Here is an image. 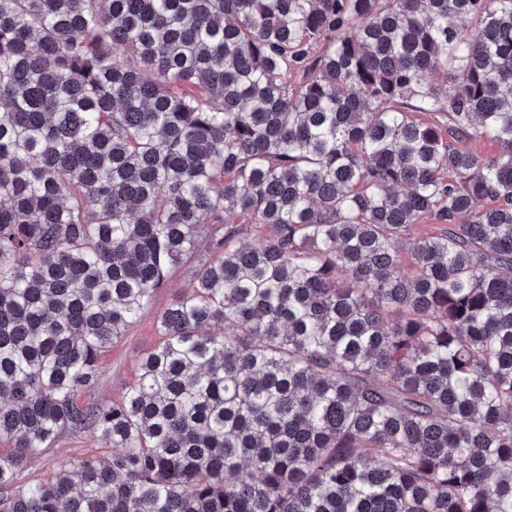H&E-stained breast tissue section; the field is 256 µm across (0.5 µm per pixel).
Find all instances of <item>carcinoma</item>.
Listing matches in <instances>:
<instances>
[{"mask_svg":"<svg viewBox=\"0 0 512 512\" xmlns=\"http://www.w3.org/2000/svg\"><path fill=\"white\" fill-rule=\"evenodd\" d=\"M3 439L0 512H512V0H0ZM195 264L196 260L191 259L171 270L168 280L157 290L141 319L103 357L101 380L97 388L85 397L86 400L112 402L122 398L135 379L142 356L159 342L156 330L159 316L172 303L192 291ZM104 440L89 431H65L52 448L35 451L22 472L25 481H37L48 476L69 459L83 457L95 452L106 451Z\"/></svg>","mask_w":512,"mask_h":512,"instance_id":"1","label":"carcinoma"}]
</instances>
